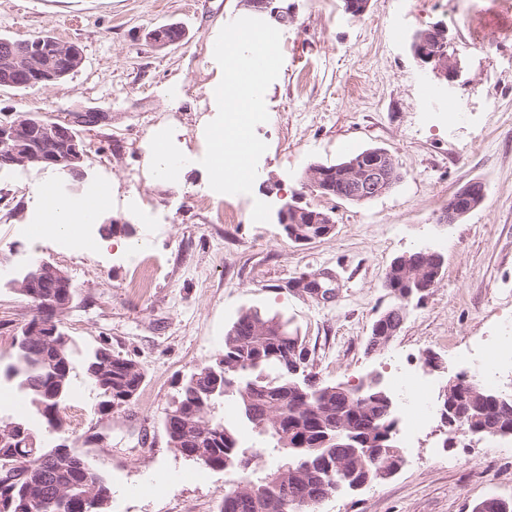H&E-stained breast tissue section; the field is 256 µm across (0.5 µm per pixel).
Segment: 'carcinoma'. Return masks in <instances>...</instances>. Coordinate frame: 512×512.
Listing matches in <instances>:
<instances>
[{
	"mask_svg": "<svg viewBox=\"0 0 512 512\" xmlns=\"http://www.w3.org/2000/svg\"><path fill=\"white\" fill-rule=\"evenodd\" d=\"M48 75L62 80L73 61L42 53ZM336 174L323 194L347 200L351 184L335 162ZM288 238L317 239L325 224H284ZM436 274L435 264L416 251L400 262L383 286L404 292L426 287ZM54 353L70 367L84 354L87 378L105 396L103 403L129 404L145 379V367L133 358L112 354L100 345L86 353L73 338L48 347L42 336H28L14 346L11 361L0 370V379L16 385L50 431L64 426L63 405L72 395L70 370L52 369L46 356ZM301 365L314 379L310 386L291 374ZM358 387L339 388L312 371L311 352L298 328L280 316L257 310L242 311L227 329L222 352L200 364L182 379L163 419L167 442L179 454L209 469L229 474H248L243 483L224 490L222 502H234L236 512H295L289 500L300 490L317 497L350 490L356 484L373 485L403 461L395 433L398 411L387 410L378 391ZM499 390L472 380L460 393L458 408L476 426L496 427L512 438V394L508 404L498 401ZM236 406L237 419L220 413L227 402ZM342 428L349 448L324 443ZM254 435L247 441L243 432ZM24 435L32 447L19 442H0V512H82L85 498L109 500L110 483L75 449L60 444L43 445L37 431L24 418L0 416V435ZM370 443L383 453L370 457L355 448ZM271 455L275 463L260 472L250 470L251 460Z\"/></svg>",
	"mask_w": 512,
	"mask_h": 512,
	"instance_id": "cac0c4a2",
	"label": "carcinoma"
}]
</instances>
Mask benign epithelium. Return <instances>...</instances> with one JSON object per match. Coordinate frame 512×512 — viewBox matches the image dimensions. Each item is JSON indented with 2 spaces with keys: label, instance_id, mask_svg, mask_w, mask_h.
Instances as JSON below:
<instances>
[{
  "label": "benign epithelium",
  "instance_id": "7a95c632",
  "mask_svg": "<svg viewBox=\"0 0 512 512\" xmlns=\"http://www.w3.org/2000/svg\"><path fill=\"white\" fill-rule=\"evenodd\" d=\"M411 51L413 57L421 66L430 70L433 76L442 83H451L457 80L462 73V63L458 57L457 49L448 38V31L442 24H434L427 29L415 32L411 39ZM51 77L44 74L36 54L29 41L22 42V49L13 52L7 59V65L3 76L0 77V85L4 87H27L31 84L46 83ZM97 119L92 120L89 115L82 114L80 118L69 116L67 118L49 117L38 115L37 124L44 129L49 137L65 144V155L45 153L43 151L19 152V145L28 134V125L18 121H0V160L12 166H20L24 169H46L52 165L63 166V171L74 180L82 181L86 178L85 161L89 157L91 143L87 142V135L93 129L103 123L112 122V115L108 112L95 113ZM350 177L352 184L351 199L359 202L375 199L389 191L393 177L400 176V171L392 155L381 148H369L354 160L342 164ZM470 195L482 198L486 195V184L479 181H471L465 184L459 191L448 198L445 210L439 218L442 224L453 225L458 223L470 213L468 209L456 206L455 201L461 195ZM304 211L300 205V197L292 196L291 199L281 203L275 211L274 220L278 224L290 223L292 214ZM49 282L58 288L57 293L44 299L39 308V316L27 335H64L61 328L64 327V313L73 303L71 291L72 283L67 274L49 260H41L34 268L22 278H15L10 285L19 292L27 288H36L39 284ZM429 289L421 288L418 293L407 291L403 294L396 293L394 297L400 301L393 309L399 310V314H405L407 303L413 299L420 301L427 297ZM469 376L465 372L448 379V383L442 390L441 399L444 411L441 412V420L448 432L464 433L472 436H485L486 430L467 424L465 416L454 412L453 395L460 389L468 386Z\"/></svg>",
  "mask_w": 512,
  "mask_h": 512
}]
</instances>
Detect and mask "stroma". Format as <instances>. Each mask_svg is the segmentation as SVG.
Here are the masks:
<instances>
[{"label": "stroma", "mask_w": 512, "mask_h": 512, "mask_svg": "<svg viewBox=\"0 0 512 512\" xmlns=\"http://www.w3.org/2000/svg\"><path fill=\"white\" fill-rule=\"evenodd\" d=\"M288 14L284 62L267 94V122L257 136L268 148L251 194H209L206 170L196 166L176 184L158 181L147 166L155 131L177 129L181 148L203 158V128L212 120L207 63L215 35L245 12L241 0H0V36L49 34L77 43L82 66L43 88L0 87V119L20 112L51 117L102 107L111 123L91 135L85 182L50 170L0 175V361L31 316L10 278L46 259L67 273L74 307L64 319L81 348L101 344L145 365L133 401L109 413L87 379L82 360L72 370L65 433L112 487L109 512H219L234 475L201 467L169 447L162 428L179 382L215 358L238 314L253 308L297 326L313 370L330 384H358L371 372L384 380L421 369L424 353L438 356L429 372L435 387L469 369L512 325V9L493 0H370L354 19L342 0H276ZM444 24L463 73L438 86L410 50L412 35ZM177 25V45L155 50L146 33ZM439 88L430 104L426 88ZM179 89L171 105L164 89ZM380 147L402 178L385 195L354 204L306 192L311 165L330 164ZM56 180L81 194L105 182L110 215L128 231L99 248L65 249L59 239H32L36 214L30 192ZM488 186L480 207L448 226L438 217L468 181ZM208 193L211 207L236 213L214 224L192 200ZM302 194L309 207L330 213L333 232L307 243L290 240L272 215L282 198ZM264 219L253 222L255 211ZM443 255L444 274L422 303L411 304L395 340L380 354L365 351L374 320L393 299L383 286L399 256L420 249ZM153 272L137 292L136 264ZM322 280L334 296L319 300L296 288ZM107 447L91 444L93 433ZM406 463L389 480L325 501L318 512H472L489 496L512 500V440L451 441L433 419L412 441H401ZM167 473L157 490L155 473Z\"/></svg>", "instance_id": "obj_1"}]
</instances>
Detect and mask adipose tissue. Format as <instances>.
I'll return each instance as SVG.
<instances>
[{
  "label": "adipose tissue",
  "mask_w": 512,
  "mask_h": 512,
  "mask_svg": "<svg viewBox=\"0 0 512 512\" xmlns=\"http://www.w3.org/2000/svg\"><path fill=\"white\" fill-rule=\"evenodd\" d=\"M161 146L150 153L147 163L155 177L169 182L196 164L195 158L177 150L175 136L165 131L159 136ZM31 204L39 220L51 223L50 232L66 240H76L82 235L85 225L96 223L106 208L105 198L97 196L92 189L78 196L62 194L55 184L44 182L33 187Z\"/></svg>",
  "instance_id": "1"
}]
</instances>
